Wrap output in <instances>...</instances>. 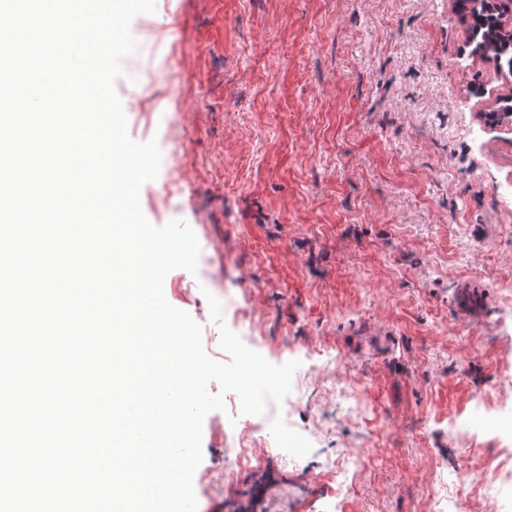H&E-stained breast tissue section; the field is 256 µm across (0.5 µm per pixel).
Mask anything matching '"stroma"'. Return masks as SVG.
Listing matches in <instances>:
<instances>
[{
	"label": "stroma",
	"instance_id": "obj_1",
	"mask_svg": "<svg viewBox=\"0 0 512 512\" xmlns=\"http://www.w3.org/2000/svg\"><path fill=\"white\" fill-rule=\"evenodd\" d=\"M470 23L453 0H156L132 19L115 89L130 137L161 152L141 208L200 248L165 297L210 328L212 289L267 361L301 362L293 432L253 431L275 453L238 498L201 475L235 466L244 417H205L197 512H432L487 456L512 467V127L477 115L503 84ZM172 178L184 193L165 204Z\"/></svg>",
	"mask_w": 512,
	"mask_h": 512
}]
</instances>
